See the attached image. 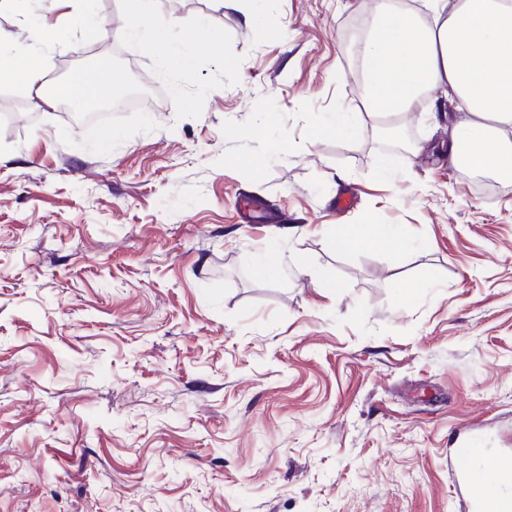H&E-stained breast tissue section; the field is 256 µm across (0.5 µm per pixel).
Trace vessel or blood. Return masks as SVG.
<instances>
[{"label":"vessel or blood","instance_id":"vessel-or-blood-1","mask_svg":"<svg viewBox=\"0 0 512 512\" xmlns=\"http://www.w3.org/2000/svg\"><path fill=\"white\" fill-rule=\"evenodd\" d=\"M453 455L460 461L455 481L466 496L468 512H512V489L488 498L477 487L488 476L500 483L512 480L511 454L489 452L479 445L474 432L468 430L458 435Z\"/></svg>","mask_w":512,"mask_h":512}]
</instances>
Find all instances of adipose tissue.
Wrapping results in <instances>:
<instances>
[{
    "mask_svg": "<svg viewBox=\"0 0 512 512\" xmlns=\"http://www.w3.org/2000/svg\"><path fill=\"white\" fill-rule=\"evenodd\" d=\"M432 27L418 30L394 5L380 0L360 64L371 115L409 111L421 86L442 87L455 100L457 120L448 159L482 174H512V0H428ZM126 37L144 41L167 71L193 63L166 23L149 31L132 25Z\"/></svg>",
    "mask_w": 512,
    "mask_h": 512,
    "instance_id": "adipose-tissue-1",
    "label": "adipose tissue"
}]
</instances>
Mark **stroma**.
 I'll list each match as a JSON object with an SVG mask.
<instances>
[{
  "instance_id": "obj_1",
  "label": "stroma",
  "mask_w": 512,
  "mask_h": 512,
  "mask_svg": "<svg viewBox=\"0 0 512 512\" xmlns=\"http://www.w3.org/2000/svg\"><path fill=\"white\" fill-rule=\"evenodd\" d=\"M251 7L0 10L17 67L58 88L99 61L153 98L76 126L0 69V512H464L457 428L512 451V181L449 164L438 90L405 150L379 137L347 38L365 0H263L275 38ZM157 21L192 68L123 36ZM45 22L67 35L39 54ZM336 111L362 113L355 138L317 136ZM366 224L410 244L343 246Z\"/></svg>"
}]
</instances>
